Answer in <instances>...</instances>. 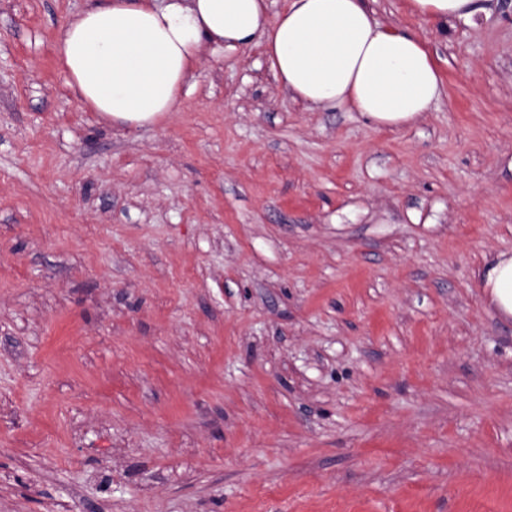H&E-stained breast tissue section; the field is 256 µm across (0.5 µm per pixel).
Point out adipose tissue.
Listing matches in <instances>:
<instances>
[{"instance_id": "adipose-tissue-1", "label": "adipose tissue", "mask_w": 512, "mask_h": 512, "mask_svg": "<svg viewBox=\"0 0 512 512\" xmlns=\"http://www.w3.org/2000/svg\"><path fill=\"white\" fill-rule=\"evenodd\" d=\"M481 0H411L436 22L469 19ZM259 45L278 83L309 108L336 106L384 128L422 119L440 98L437 67L417 36L384 26L364 0H108L62 28L58 58L80 104L141 127L179 111L205 53ZM478 284L512 319V253L486 259Z\"/></svg>"}]
</instances>
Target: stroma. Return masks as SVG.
<instances>
[{"label": "stroma", "instance_id": "stroma-1", "mask_svg": "<svg viewBox=\"0 0 512 512\" xmlns=\"http://www.w3.org/2000/svg\"><path fill=\"white\" fill-rule=\"evenodd\" d=\"M98 2L0 0V512H512V0H367L443 82L383 130L257 46L104 122L56 53ZM414 13L436 22H448V19H469L483 11L482 0H410ZM476 277L497 315L504 321L512 319V253L500 252L486 259Z\"/></svg>", "mask_w": 512, "mask_h": 512}]
</instances>
